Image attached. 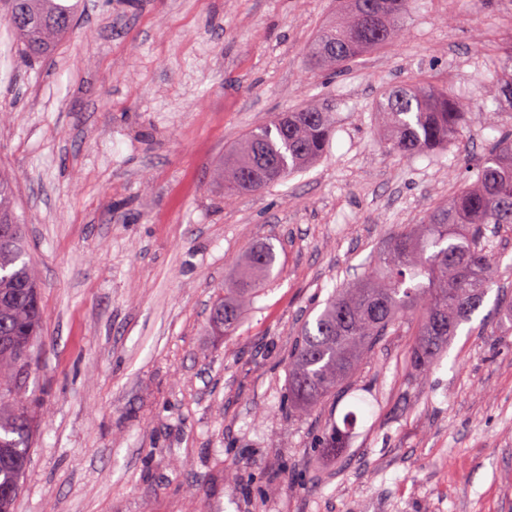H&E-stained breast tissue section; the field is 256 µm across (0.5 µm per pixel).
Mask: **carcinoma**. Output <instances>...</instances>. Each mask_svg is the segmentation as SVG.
<instances>
[{
	"mask_svg": "<svg viewBox=\"0 0 512 512\" xmlns=\"http://www.w3.org/2000/svg\"><path fill=\"white\" fill-rule=\"evenodd\" d=\"M25 21L10 24L23 56H49L74 30L78 2L14 0ZM412 0H348L344 20L327 25L307 48L310 61L336 67L391 42L411 12ZM478 108L426 83L382 94L375 112L385 145L402 155L423 154L459 138ZM332 115L316 107L280 112L249 131L224 155L220 176L227 196L254 193L320 158L332 139ZM512 225V125L465 170L447 203L389 238L377 268L340 288L304 324L288 361L290 403L305 411L340 390L389 328L405 321L417 336L412 359L423 371L482 306L500 257L484 244V225ZM24 225L16 212L14 184L0 171V512H13L36 421L26 396L29 357L24 343L40 336L43 311L26 260ZM277 262L270 243L251 248L224 300L212 311L224 335L239 327L258 285ZM357 420L343 417L326 438L343 447Z\"/></svg>",
	"mask_w": 512,
	"mask_h": 512,
	"instance_id": "carcinoma-1",
	"label": "carcinoma"
}]
</instances>
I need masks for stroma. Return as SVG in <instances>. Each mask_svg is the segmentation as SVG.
I'll return each mask as SVG.
<instances>
[{
	"label": "stroma",
	"instance_id": "stroma-1",
	"mask_svg": "<svg viewBox=\"0 0 512 512\" xmlns=\"http://www.w3.org/2000/svg\"><path fill=\"white\" fill-rule=\"evenodd\" d=\"M502 10L417 0L392 43L339 70L306 54L336 0H85L36 63L0 18V169L44 308L15 512H512V321L494 311L512 301V226L486 229L495 283L426 371L403 325L317 408L288 402L303 323L512 117ZM419 82L482 113L435 155L385 151L375 103ZM308 104L334 117L323 158L225 200V151ZM263 242L281 272L217 335L210 310ZM351 410L345 447L324 451Z\"/></svg>",
	"mask_w": 512,
	"mask_h": 512
}]
</instances>
